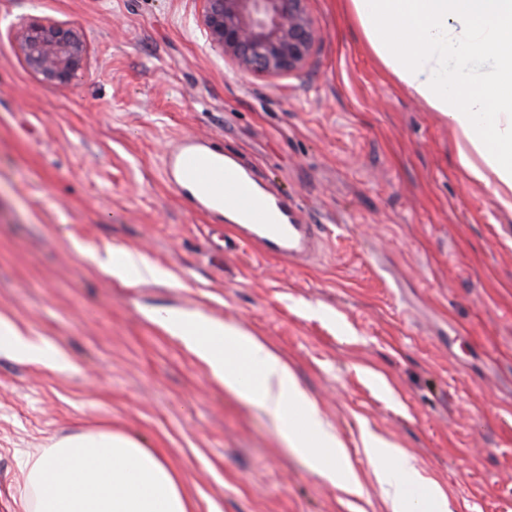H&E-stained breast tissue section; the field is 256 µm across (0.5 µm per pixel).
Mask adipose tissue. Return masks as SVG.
Wrapping results in <instances>:
<instances>
[{"mask_svg": "<svg viewBox=\"0 0 512 512\" xmlns=\"http://www.w3.org/2000/svg\"><path fill=\"white\" fill-rule=\"evenodd\" d=\"M358 24L384 66L414 97L458 130L462 165L492 184L512 208V0H349ZM493 57L497 76L481 85L466 77L469 60ZM121 283L157 281L165 273L135 253L114 248L91 256ZM156 321L208 366L225 391L263 407L285 426L291 448L330 481L349 485L355 473L342 442L299 385L285 359L262 337L201 315L165 310ZM0 347L16 357L68 366L62 351L0 319ZM365 454L381 460L377 478L392 512H447L438 488H425L412 460H395L392 446L362 438ZM30 482L16 512H194L180 474L162 454L108 431L79 434L30 461Z\"/></svg>", "mask_w": 512, "mask_h": 512, "instance_id": "adipose-tissue-1", "label": "adipose tissue"}]
</instances>
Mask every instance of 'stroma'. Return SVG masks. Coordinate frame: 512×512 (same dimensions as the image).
Listing matches in <instances>:
<instances>
[{
  "mask_svg": "<svg viewBox=\"0 0 512 512\" xmlns=\"http://www.w3.org/2000/svg\"><path fill=\"white\" fill-rule=\"evenodd\" d=\"M319 39L278 78L235 66L202 0H0V317L66 352L0 348V512L30 458L107 430L160 449L195 512H389L362 436L414 458L448 512H512V210L462 167L451 123L374 55L347 0H307ZM79 30L87 70L42 82L14 32ZM223 147L294 200L319 261L260 254L195 209L165 159ZM120 248L174 277L120 283ZM199 313L263 337L344 444L353 488L228 394L153 320Z\"/></svg>",
  "mask_w": 512,
  "mask_h": 512,
  "instance_id": "1",
  "label": "stroma"
}]
</instances>
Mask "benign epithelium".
<instances>
[{
    "label": "benign epithelium",
    "mask_w": 512,
    "mask_h": 512,
    "mask_svg": "<svg viewBox=\"0 0 512 512\" xmlns=\"http://www.w3.org/2000/svg\"><path fill=\"white\" fill-rule=\"evenodd\" d=\"M211 43L259 76L299 70L319 34L306 0H205ZM27 67L46 83L72 84L85 72L90 48L77 30L49 19L27 20L15 31Z\"/></svg>",
    "instance_id": "7a95c632"
}]
</instances>
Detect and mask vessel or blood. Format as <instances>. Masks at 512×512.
I'll use <instances>...</instances> for the list:
<instances>
[{"label": "vessel or blood", "mask_w": 512, "mask_h": 512, "mask_svg": "<svg viewBox=\"0 0 512 512\" xmlns=\"http://www.w3.org/2000/svg\"><path fill=\"white\" fill-rule=\"evenodd\" d=\"M167 171L193 189L198 209L211 213L229 207L240 220L241 241L263 254L296 261L316 253L321 242L316 226L302 223L287 195L266 188L254 170L222 147L181 138L167 159Z\"/></svg>", "instance_id": "b4317fda"}]
</instances>
